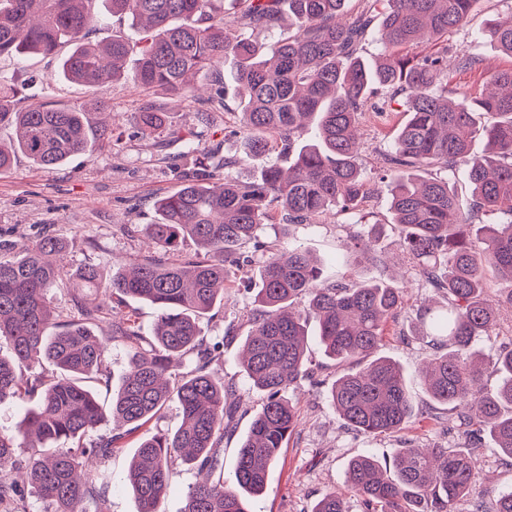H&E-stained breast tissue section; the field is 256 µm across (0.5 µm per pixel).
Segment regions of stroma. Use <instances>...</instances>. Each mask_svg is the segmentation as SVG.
Segmentation results:
<instances>
[{
	"mask_svg": "<svg viewBox=\"0 0 512 512\" xmlns=\"http://www.w3.org/2000/svg\"><path fill=\"white\" fill-rule=\"evenodd\" d=\"M509 17L512 0H482L466 25L449 34V51L474 54L495 70L512 68V57L497 51L482 35L489 21ZM0 73L21 86L18 104L22 107L41 102L82 108L97 99L111 104V144L101 147L90 143L88 152L51 167L38 166L20 154L10 170L0 173V243L20 254L43 237H58L68 245L64 265L71 273L90 260L108 271L153 255V244L145 232L146 225L155 220L152 202L179 188L193 171L191 162L179 158L178 145H165V132L141 134L133 114L144 103L163 108L171 127L197 129L202 142L219 147L224 156L234 158L242 153L238 88L231 78L220 73L204 78L224 102L223 109L214 115L213 127L208 129L197 128L196 105L190 100L161 89L142 91L129 79L101 87L87 86L65 78L55 56L0 59ZM403 102V97L398 96L386 100L382 113L369 111L361 115L359 129L366 170L381 166L382 153L406 119ZM351 221V216L340 214L318 224H293L288 228V240L321 260L340 255L339 264L332 269L340 278L356 273L364 280H389L408 270L409 264L390 232L380 240L390 253L387 264L377 266L351 253ZM247 277V272L237 273L224 290L223 305L216 307L203 324L206 336L220 345L213 370L234 380L237 386L234 400L239 406L238 421L234 435L224 440V473L228 476L234 470L239 436L261 405L259 395L240 370L241 344L249 329L251 312V301L244 290ZM431 295V290L410 282L407 311L389 325L379 349L380 355L401 365L407 389L422 407L429 403L421 377L428 347L411 341V314ZM308 354L322 384L316 388L305 383L289 392L300 426L279 462L271 468L265 494L253 499L252 512H311L314 503L329 491L343 498L346 512H361L360 502L346 480L347 464L353 456L370 452L381 459L391 458L405 438L422 447L453 444L447 423L441 418L412 424L399 435L374 439L355 435L326 398L324 386L336 377L333 361L313 342L308 345ZM179 423L178 406L169 402L156 419L127 435L112 457L98 465L107 485L105 512H136L137 504L124 482L128 464L143 439L160 430H175ZM511 487L512 466L496 454H485L475 472L471 498Z\"/></svg>",
	"mask_w": 512,
	"mask_h": 512,
	"instance_id": "obj_1",
	"label": "stroma"
}]
</instances>
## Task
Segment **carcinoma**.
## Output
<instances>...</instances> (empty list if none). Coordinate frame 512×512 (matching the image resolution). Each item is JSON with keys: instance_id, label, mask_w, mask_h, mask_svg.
Returning a JSON list of instances; mask_svg holds the SVG:
<instances>
[{"instance_id": "carcinoma-1", "label": "carcinoma", "mask_w": 512, "mask_h": 512, "mask_svg": "<svg viewBox=\"0 0 512 512\" xmlns=\"http://www.w3.org/2000/svg\"><path fill=\"white\" fill-rule=\"evenodd\" d=\"M288 2L296 30L269 53L247 31L277 27ZM92 0H0V58L30 54L62 59L65 76L103 86L126 72L131 53L120 36L86 40L99 25ZM112 15L142 26L134 82L200 102L198 124L211 120L191 78L215 72L230 57L242 90L240 127L243 155L217 159L193 133L170 131L186 158L201 156L198 172L179 190L156 199L158 219L148 237L166 254L190 239L195 256L181 262L146 257L111 277L87 263L74 273L76 316L47 335L54 315L46 298L62 278L63 240L47 236L24 254L10 256L0 245V337L12 357L0 358V404L41 389V407L28 412L11 433L0 432V502H18L30 487L44 512H89L104 486L92 464L112 456L118 441L175 401L176 431L144 439L130 461L125 483L138 512H159L176 476V461L206 473L187 497L184 512H251L248 501L267 489L269 471L300 425L288 390L308 381L317 386L308 357L307 324L315 320L327 358L351 368L338 374L326 397L344 425L358 435L399 433L430 412L415 407L400 365L374 356L389 323L406 308V288L385 280L343 283L325 275L316 259L295 245L263 242L258 231L280 225L313 224L338 208L354 214L368 198L369 177L360 163L355 124L378 91L407 96L406 120L384 154V175L392 184L391 229L412 259L424 288L443 299L417 309L418 335L432 353L422 369L431 402L468 442L458 453L443 446L402 445L389 459L371 453L350 460L347 482L362 512H457L470 494L479 461L493 451L512 461V338L488 361L498 375L493 390L476 388L482 375L479 344L496 335L501 311H512V288L488 294L485 267L512 283V69L487 75L480 96L448 97V50L418 55L411 45L438 40L467 22L480 0H366L349 24L341 23L346 0H236L239 13L216 16V0H111ZM382 4V52L362 57L373 32L374 6ZM490 42L512 57V19L493 23ZM17 89L0 79V121L16 126L17 138L0 146V172L22 154L40 166H55L86 150L87 111L49 106H15ZM499 116L481 129L487 149L476 155L472 141L477 116ZM139 129H165L166 113L149 104L136 113ZM317 137L302 145L286 167L267 161L257 176L242 179L236 168L266 157L277 144L289 153L304 128ZM468 171L472 204L463 209L450 173ZM493 215L506 217L487 223ZM376 228L351 235L350 247L377 264ZM249 267L251 327L241 368L262 406L239 440L233 477L224 479V431L235 410L225 396L232 382L210 371L215 351L206 346L203 320L224 303L231 268ZM106 291L154 305L159 318L144 333L130 313L95 298ZM110 321V339L128 348L129 369L107 407L97 386L108 382L106 340L98 324ZM192 367L177 372L186 361ZM40 370L18 372L21 366ZM112 422L111 434L90 439ZM36 440L25 457L18 440ZM312 512H345L330 491ZM468 512H512V489L493 494L491 507L473 500Z\"/></svg>"}]
</instances>
